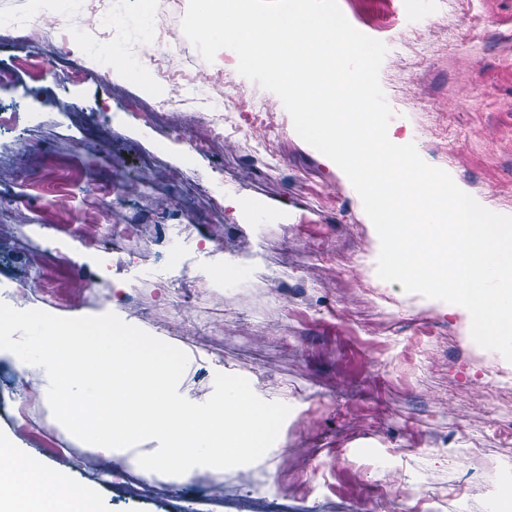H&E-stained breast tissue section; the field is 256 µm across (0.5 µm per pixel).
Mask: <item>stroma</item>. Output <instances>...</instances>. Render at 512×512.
<instances>
[{"label": "stroma", "instance_id": "obj_1", "mask_svg": "<svg viewBox=\"0 0 512 512\" xmlns=\"http://www.w3.org/2000/svg\"><path fill=\"white\" fill-rule=\"evenodd\" d=\"M187 3L157 0L148 14L108 0L109 53L90 41L51 63L8 25L32 0H0V67L16 72L0 85L11 115L0 124V302L114 313L187 354L188 400L206 401L227 373L291 411L247 484L234 468L163 475L137 462L157 441H80L52 414L46 371L2 357L0 434L14 463L89 485L103 512H492L512 487L501 419L512 362L474 342L464 313L378 278L379 237L347 176L296 133L276 94L238 73L234 51L203 60L181 28ZM339 6L387 47L379 79L395 136L512 216V0ZM464 12L482 27L459 26ZM164 39L185 72L168 104L136 51ZM201 136L208 152L187 144ZM187 238L204 255L172 265ZM92 455L133 494L89 474Z\"/></svg>", "mask_w": 512, "mask_h": 512}]
</instances>
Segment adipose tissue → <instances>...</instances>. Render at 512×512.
Instances as JSON below:
<instances>
[{
  "instance_id": "obj_1",
  "label": "adipose tissue",
  "mask_w": 512,
  "mask_h": 512,
  "mask_svg": "<svg viewBox=\"0 0 512 512\" xmlns=\"http://www.w3.org/2000/svg\"><path fill=\"white\" fill-rule=\"evenodd\" d=\"M27 482L0 476V512H101L97 497L83 485L74 484L37 464H28Z\"/></svg>"
}]
</instances>
